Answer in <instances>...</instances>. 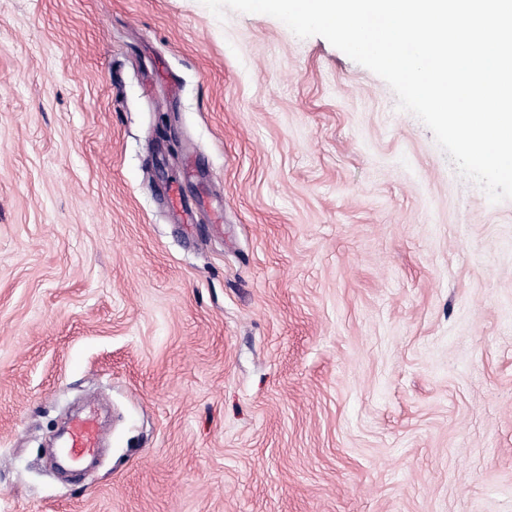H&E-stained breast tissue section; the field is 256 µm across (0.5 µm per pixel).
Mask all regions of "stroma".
<instances>
[{"label":"stroma","mask_w":512,"mask_h":512,"mask_svg":"<svg viewBox=\"0 0 512 512\" xmlns=\"http://www.w3.org/2000/svg\"><path fill=\"white\" fill-rule=\"evenodd\" d=\"M0 512H512V200L274 17L0 0ZM100 426L92 414L76 419L70 428L65 455L71 461H79L92 454L99 446Z\"/></svg>","instance_id":"35a3bbf8"}]
</instances>
